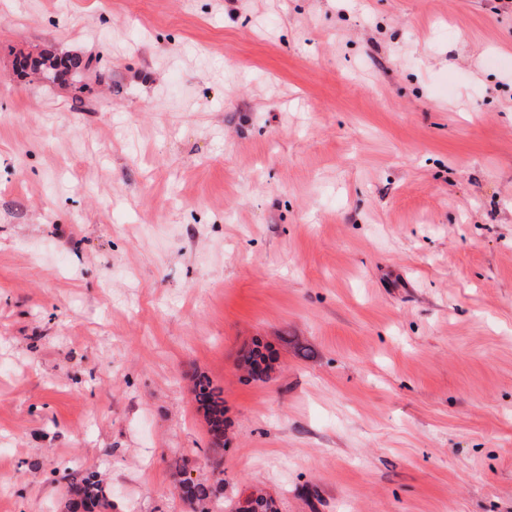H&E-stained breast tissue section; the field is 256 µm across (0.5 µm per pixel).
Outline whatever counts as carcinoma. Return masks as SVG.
Listing matches in <instances>:
<instances>
[{"instance_id": "carcinoma-1", "label": "carcinoma", "mask_w": 512, "mask_h": 512, "mask_svg": "<svg viewBox=\"0 0 512 512\" xmlns=\"http://www.w3.org/2000/svg\"><path fill=\"white\" fill-rule=\"evenodd\" d=\"M18 73L22 77L31 74L41 75L56 81L66 77L74 90L82 93L91 81H102L105 73L97 69L95 57H62L49 51L40 53L34 59L21 55L16 59ZM275 358L273 352L259 341L239 352L238 365L245 371L246 381H263L269 377ZM193 394L197 409L209 426L212 444L224 448L228 444L226 425H224V391L213 384L202 373L195 374ZM181 497L192 507V512H224V499L218 496V489L212 484L192 482L179 486ZM257 498L253 501L251 512H278L274 498L266 491L256 488ZM66 512H109L112 508V494L109 489L95 479V475L86 473L71 482L70 492L64 503Z\"/></svg>"}]
</instances>
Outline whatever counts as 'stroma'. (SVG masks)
I'll list each match as a JSON object with an SVG mask.
<instances>
[{
	"label": "stroma",
	"mask_w": 512,
	"mask_h": 512,
	"mask_svg": "<svg viewBox=\"0 0 512 512\" xmlns=\"http://www.w3.org/2000/svg\"><path fill=\"white\" fill-rule=\"evenodd\" d=\"M46 48L112 77L16 76ZM71 469L512 512V0H0V512ZM275 360L273 352L256 340L239 352L238 365L246 373L245 381H263L270 376ZM193 394L197 409L203 415L209 426L212 444L224 448L228 444L226 425H224V391L213 384L205 374L196 373Z\"/></svg>",
	"instance_id": "stroma-1"
}]
</instances>
